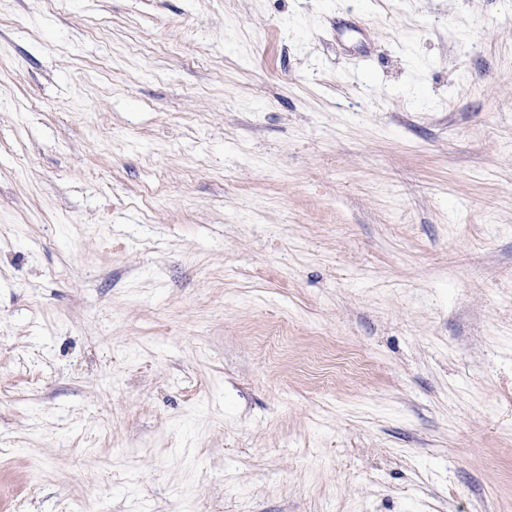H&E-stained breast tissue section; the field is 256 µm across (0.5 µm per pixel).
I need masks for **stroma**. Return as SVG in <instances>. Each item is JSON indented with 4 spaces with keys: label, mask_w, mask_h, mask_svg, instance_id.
I'll use <instances>...</instances> for the list:
<instances>
[{
    "label": "stroma",
    "mask_w": 512,
    "mask_h": 512,
    "mask_svg": "<svg viewBox=\"0 0 512 512\" xmlns=\"http://www.w3.org/2000/svg\"><path fill=\"white\" fill-rule=\"evenodd\" d=\"M0 512H512V0H0Z\"/></svg>",
    "instance_id": "stroma-1"
}]
</instances>
